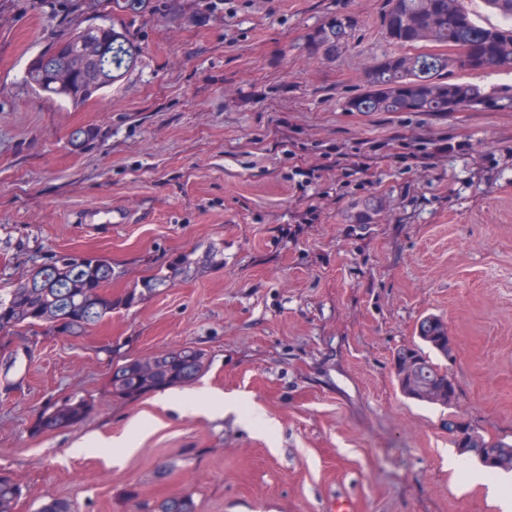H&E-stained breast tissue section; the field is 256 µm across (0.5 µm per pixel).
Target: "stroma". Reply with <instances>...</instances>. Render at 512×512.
<instances>
[{
    "label": "stroma",
    "mask_w": 512,
    "mask_h": 512,
    "mask_svg": "<svg viewBox=\"0 0 512 512\" xmlns=\"http://www.w3.org/2000/svg\"><path fill=\"white\" fill-rule=\"evenodd\" d=\"M387 0H0V288L53 254L112 263L111 317L82 336L0 338V475L14 512H501L445 423L512 444V107L349 112L365 71L397 52ZM350 14L340 59L306 34ZM115 23L135 66L83 106L39 95L30 61L77 27ZM91 136L74 146L71 135ZM465 141L432 168L391 160L401 139ZM381 143L369 152L372 143ZM340 148L339 167L325 155ZM365 164L368 175L354 173ZM324 167L296 188L298 170ZM91 207L124 224H83ZM441 318L447 407L405 397L391 358ZM204 350L195 383L131 401L113 362ZM213 390L241 408L198 412ZM75 398L90 415L35 432ZM276 423L266 432L247 414ZM138 425L133 450L113 439ZM82 452H75V445Z\"/></svg>",
    "instance_id": "35a3bbf8"
}]
</instances>
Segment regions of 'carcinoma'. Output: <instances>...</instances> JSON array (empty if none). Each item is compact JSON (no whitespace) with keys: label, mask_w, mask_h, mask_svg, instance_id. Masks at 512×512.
Here are the masks:
<instances>
[{"label":"carcinoma","mask_w":512,"mask_h":512,"mask_svg":"<svg viewBox=\"0 0 512 512\" xmlns=\"http://www.w3.org/2000/svg\"><path fill=\"white\" fill-rule=\"evenodd\" d=\"M501 23L483 25L462 0H388L383 26L403 51L382 56L365 74L363 90L346 101L350 112H460L480 106L494 109L503 97L468 82L452 81L454 70H512V0H483ZM356 20L336 15L307 34L312 53L340 58L354 38ZM138 48L115 25L77 29L63 42L35 58L30 83L38 92L79 106L112 86L136 62ZM112 263L97 255H57L31 271L13 288H0V335L13 336L37 322L62 335L76 336L106 317L114 303L107 286ZM419 338L448 355L449 339L440 321L429 316L419 325ZM426 378L451 385L448 371L416 350ZM205 368V354L193 347L149 358H129L112 367L110 391L120 400H134L172 386L189 385ZM92 409L84 399L70 400L44 412L38 428L70 427ZM21 495L12 479L0 477V512H13ZM150 512H195L189 498L168 499Z\"/></svg>","instance_id":"obj_1"}]
</instances>
